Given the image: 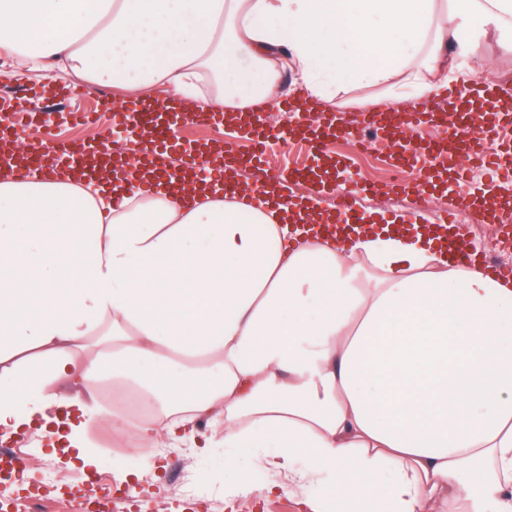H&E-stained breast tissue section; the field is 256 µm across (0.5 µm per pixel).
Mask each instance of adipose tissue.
<instances>
[{"label":"adipose tissue","instance_id":"obj_1","mask_svg":"<svg viewBox=\"0 0 512 512\" xmlns=\"http://www.w3.org/2000/svg\"><path fill=\"white\" fill-rule=\"evenodd\" d=\"M433 3L0 0V64L57 61L141 98L160 85L230 125L274 111L286 68L327 105L338 88L383 86L358 102L373 109L446 85L443 50L474 29L512 45V0H460L449 21ZM136 179L0 177L1 430L77 450L108 378L174 436L223 408L225 447L262 451L342 508L512 512V279L420 231L324 234L313 200L299 223L209 176L153 195ZM105 330L111 347L81 359ZM55 380L71 394H48Z\"/></svg>","mask_w":512,"mask_h":512}]
</instances>
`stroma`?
<instances>
[{
    "instance_id": "1",
    "label": "stroma",
    "mask_w": 512,
    "mask_h": 512,
    "mask_svg": "<svg viewBox=\"0 0 512 512\" xmlns=\"http://www.w3.org/2000/svg\"><path fill=\"white\" fill-rule=\"evenodd\" d=\"M446 64L449 82L462 88L480 72L512 74V47L489 26L477 36L468 53L451 52ZM49 80L84 90L83 102L87 105L103 96L116 104L126 98L125 93L108 85L87 86L85 81L65 75L54 63L37 76L14 74L0 67V93L20 97L29 88ZM41 119L60 137L85 142L115 126L109 112L103 113L98 124L87 127L72 126L68 111L54 107L46 108ZM330 149L346 158L352 180L360 185H372V192L348 196L321 194L315 183L292 181L288 184L290 195L306 198L319 195L322 208L327 210L349 202L358 211L384 222L397 216L411 220L421 214L433 223L443 211L456 207L460 196L477 191L484 181L483 173L474 170L466 181L449 185L447 192L439 196L396 195L388 186L391 144H384L378 150L360 151L351 138L341 137L331 142ZM463 229L466 251L483 256L493 249L502 258H512V236L500 233L497 225L483 223L478 211H471ZM79 433L83 452L95 461L88 482H78L75 472L58 462L47 438L32 431L16 433L12 439L16 448L27 455L29 467L22 481L0 483V501L19 502L32 491L45 496L43 512H68L73 495L99 497L104 487L123 485L124 475L130 469L139 471L141 478L136 481V491L131 496L117 495L118 512H299L298 501L305 494L287 473L268 469L259 453L225 447L220 432L211 428L206 435L212 446L203 455L197 454L192 436L176 441L163 429L143 441L140 447L118 450L115 442L119 429L113 426L108 414L85 421ZM48 471L56 473L57 484L45 485L44 474ZM244 483H276L280 490L262 499L241 493L239 487Z\"/></svg>"
}]
</instances>
